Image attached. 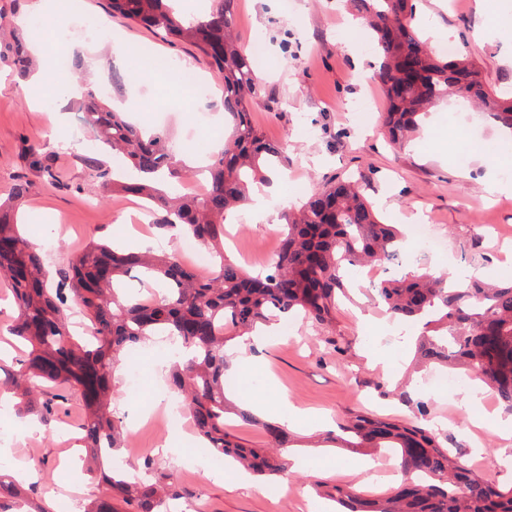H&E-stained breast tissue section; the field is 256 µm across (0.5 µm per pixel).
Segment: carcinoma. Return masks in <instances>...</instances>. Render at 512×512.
<instances>
[{"label": "carcinoma", "instance_id": "1", "mask_svg": "<svg viewBox=\"0 0 512 512\" xmlns=\"http://www.w3.org/2000/svg\"><path fill=\"white\" fill-rule=\"evenodd\" d=\"M176 2L109 0V15L172 43L194 46L222 83L232 131L207 164V194L171 192L184 169L176 150L164 135H148L113 110L95 82L85 81L82 100L70 106L84 114L101 142L126 158L124 170L117 172L86 157L95 182L163 209L164 227L212 250L217 258L212 274L201 277L169 254L119 252L93 242L73 256L60 287L51 290L42 254L0 203V276L9 282L18 308L12 335L26 347L14 364H0V388L14 391L19 408L45 421L58 402L74 394L81 398L87 459L104 488L85 512H164L166 499L175 495L169 474L129 481L120 471L104 468L112 452L125 447V426L112 409L113 363L153 336L175 337L190 352L172 362L170 379L209 446L263 479L288 472V434L282 427L263 424L278 450L275 455L241 445L226 430L231 413L244 423L254 418L226 397L224 344L241 331L292 314L315 327L331 322L346 292L345 266L387 262L399 244L395 225L382 222L357 182L346 178L315 184L299 209L282 213L278 253L261 273L253 275L224 259L228 216L249 200V185L270 184L268 173L282 163L284 147L265 139L253 122L251 103L262 98L265 88L249 52L231 35L233 0H213L200 18L180 12ZM346 5L366 14L375 33L378 75L388 101L383 125L392 143L408 145L428 108L451 96L478 101L495 124L512 130V93L486 90L479 70L466 58L448 62L434 57L421 37L416 0H346ZM11 63L22 75L31 71V54L21 39ZM32 156L47 181L65 186L51 164L42 161L40 149ZM133 273L142 280L162 279L155 302L144 304L120 293L122 279ZM377 297L392 317L433 326L434 335L416 340V367L439 364L473 371L512 413V280L489 283L458 274L407 273L384 280ZM70 301L89 319L91 339L70 335ZM399 399L420 419L402 425L357 414L340 424V442L343 448L395 450L410 481L383 498L338 485L324 489L318 484L316 489L342 512H512V487L484 478L441 443L425 424L426 402L407 391ZM33 495L11 477L0 476V512H17L21 502L28 512H51Z\"/></svg>", "mask_w": 512, "mask_h": 512}]
</instances>
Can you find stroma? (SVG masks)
I'll return each instance as SVG.
<instances>
[{"instance_id": "1", "label": "stroma", "mask_w": 512, "mask_h": 512, "mask_svg": "<svg viewBox=\"0 0 512 512\" xmlns=\"http://www.w3.org/2000/svg\"><path fill=\"white\" fill-rule=\"evenodd\" d=\"M107 4L80 0L86 16L107 19L110 27V37L98 39L95 52H88L85 34L77 28L63 42L45 32L29 33L28 38L49 60L62 53L86 58L97 83L109 86L110 102L125 108L138 128L168 130L190 165L212 157L231 126L222 107V86L207 61L189 44H174L122 18H108ZM42 8V0H0L1 51L13 43L18 21L40 16ZM420 14L424 31L444 29L454 57L475 61L484 82L512 85V0H421ZM233 15L241 44L249 47L259 39L267 44L258 75L268 96L254 102L251 111L264 137L285 145L281 169L288 184L281 187L269 215H259L249 204L226 225L227 259L260 271L262 256L279 247L283 226L275 215L300 206L314 184L351 174L361 178L365 196L384 221L405 233L411 225L429 221L448 240V254L428 261L417 258L412 241H404L395 272L439 275L465 267L488 278L512 279V191L495 188L512 162L490 156L489 146L507 134L485 112H470L483 148L468 146L450 99L429 110L410 146L391 145L380 119L387 101L375 74L377 55L363 46L365 21H353L350 11L337 9L336 0H291L287 5L282 0H235ZM157 57L190 64L207 84V95L171 84L154 65ZM115 70L128 78L123 87L111 83ZM27 84V78L0 60V196H7L16 181H28L29 192L17 203L18 218L26 237L45 256L48 287H56L60 270L94 240L130 247L140 235L151 248L175 252L179 236L160 229L162 212H152L150 223L140 224L135 196L98 198L84 159L91 153L109 166L114 162L111 151L92 145L91 130L79 113L68 110L64 96L52 93L37 107H28ZM366 99L372 114L364 125L358 110ZM39 145L66 188L49 184L32 166L30 150ZM40 209L49 212V219L32 223L31 215ZM364 280L363 267L348 270L349 297L342 300L333 323L314 329L298 320L279 337L264 340V360L255 371L226 373L227 397H283L323 415L335 428L355 413L412 420V412L398 399L408 383L427 401L439 440L455 444L467 465L485 478L504 483L512 456L490 457L489 449L505 442L496 429L479 423L498 406L496 396L484 392L475 403L467 394L484 391L481 382H466L457 392L425 387L423 373L408 374L418 330L409 327L403 336L373 331L379 310L372 294L364 291ZM164 361L159 348L145 350L140 386L131 387L126 375H117L112 406L123 417L150 412L149 420L128 427L130 444L144 454L133 466L142 468L149 458L172 474L177 492L172 512H334L335 503L318 496L314 483L350 485L370 497L395 490V483L377 485L362 473H333V466L353 464L369 451L323 441L313 424L292 428L289 449L290 455L307 458L309 467L290 469L272 481L254 477L249 485L227 490L208 479L209 467L201 461L207 444L193 427L170 428L159 412L171 403ZM82 417L80 397L71 396L49 425L26 438L27 420L11 410L1 412L0 434L7 440L0 445V468L11 475L25 469L36 497L53 508L65 489L75 485L81 488L80 502L98 497L102 488L82 464ZM166 444L178 447L179 456L162 454Z\"/></svg>"}]
</instances>
